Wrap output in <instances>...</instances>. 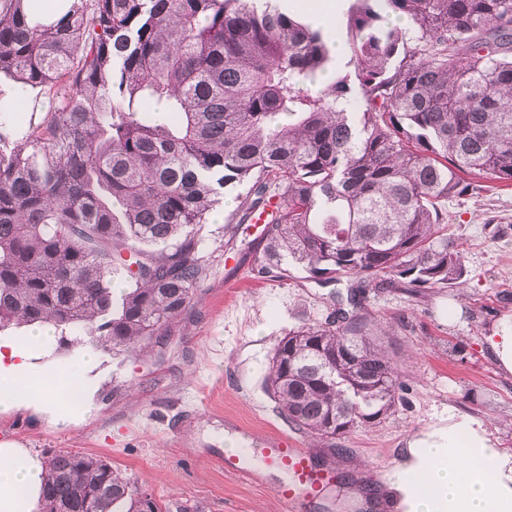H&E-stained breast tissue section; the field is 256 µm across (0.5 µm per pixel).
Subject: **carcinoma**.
Returning a JSON list of instances; mask_svg holds the SVG:
<instances>
[{
    "label": "carcinoma",
    "mask_w": 512,
    "mask_h": 512,
    "mask_svg": "<svg viewBox=\"0 0 512 512\" xmlns=\"http://www.w3.org/2000/svg\"><path fill=\"white\" fill-rule=\"evenodd\" d=\"M26 3L0 0V75L48 109L17 141L0 103V331L164 346L208 271L196 227L245 183L259 273L358 279L276 345L279 413L331 447L394 415L393 342L358 294L465 285L448 200L512 185V0H355L344 75L328 31L256 0H75L51 26ZM43 481L45 512H165L97 455L54 452Z\"/></svg>",
    "instance_id": "1"
}]
</instances>
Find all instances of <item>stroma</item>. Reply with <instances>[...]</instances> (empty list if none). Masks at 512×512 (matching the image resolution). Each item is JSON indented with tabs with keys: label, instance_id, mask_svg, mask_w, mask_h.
I'll use <instances>...</instances> for the list:
<instances>
[{
	"label": "stroma",
	"instance_id": "1",
	"mask_svg": "<svg viewBox=\"0 0 512 512\" xmlns=\"http://www.w3.org/2000/svg\"><path fill=\"white\" fill-rule=\"evenodd\" d=\"M248 191L243 184L225 192L224 222L201 226L208 274L170 323L166 347L118 354L89 338L53 349L54 371L84 352L96 354L89 412L63 423L21 409L0 416V440L18 441L41 458L59 451L101 456L168 512H281L269 481L243 480L209 460L242 427L256 444L273 433L294 439L316 464L333 469L336 483L316 512L340 494L384 502L381 468L397 467L408 438L451 409L483 421L498 448L512 453V374L497 367L484 343L512 315V186L486 182L448 202V235L464 254V289L428 288L417 297L368 291L366 315L390 324L404 356L403 387L393 416L332 448L315 446L279 415L264 377L279 340L324 321L348 283L320 284L293 264L281 280L255 275L261 225L235 236L226 224Z\"/></svg>",
	"mask_w": 512,
	"mask_h": 512
}]
</instances>
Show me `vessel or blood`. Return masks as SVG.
<instances>
[{
	"mask_svg": "<svg viewBox=\"0 0 512 512\" xmlns=\"http://www.w3.org/2000/svg\"><path fill=\"white\" fill-rule=\"evenodd\" d=\"M265 463L284 472L286 481L279 483L274 493L284 512H309L312 503L331 480L333 472L317 467L309 450L289 442L286 437L274 435L265 442ZM251 451L223 455L216 463L225 473L252 481L256 475L250 463Z\"/></svg>",
	"mask_w": 512,
	"mask_h": 512,
	"instance_id": "vessel-or-blood-1",
	"label": "vessel or blood"
}]
</instances>
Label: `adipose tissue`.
Here are the masks:
<instances>
[{
  "instance_id": "obj_1",
  "label": "adipose tissue",
  "mask_w": 512,
  "mask_h": 512,
  "mask_svg": "<svg viewBox=\"0 0 512 512\" xmlns=\"http://www.w3.org/2000/svg\"><path fill=\"white\" fill-rule=\"evenodd\" d=\"M54 341L48 322L0 338V415L30 408L72 419L88 409L86 399L60 395L56 374L41 365ZM42 485L38 458L0 441V512H39ZM387 488L399 512H512V453L498 448L481 421L452 410L409 440Z\"/></svg>"
}]
</instances>
